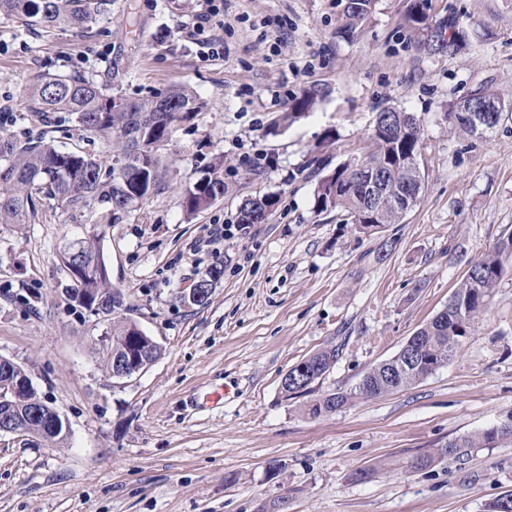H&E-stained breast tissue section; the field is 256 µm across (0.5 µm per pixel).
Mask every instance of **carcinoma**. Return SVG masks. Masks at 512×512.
Listing matches in <instances>:
<instances>
[{"mask_svg":"<svg viewBox=\"0 0 512 512\" xmlns=\"http://www.w3.org/2000/svg\"><path fill=\"white\" fill-rule=\"evenodd\" d=\"M112 0H0V18H20L32 25L60 24L87 28L99 22L109 11ZM406 22L423 47L431 26L420 0H413ZM452 31L453 51L470 45L468 33L455 20H448ZM115 84L98 83L74 74H45L29 85L32 115L43 121L51 112H66L81 138L102 143L115 142L126 155L117 169L82 151L58 148L43 137L21 140L0 122V224H25L36 211V203L45 202L55 209H77L94 200L107 208L129 210L149 198L158 188L163 150L170 140L174 123L193 118L205 102L188 87H172L146 99H130L114 92ZM324 97L315 87L305 88L292 99L282 121L291 122L306 112L318 98ZM405 112L385 108L377 117L392 120L385 135L373 138L374 148L367 156L336 166L321 176L314 189V208L322 213L340 210L352 219L368 218L366 224H355L360 234L372 236L390 224L401 221L403 211L394 204L395 193L410 183L425 185L418 157L421 130L401 127ZM448 118L471 134H483L463 112L450 107ZM224 161L201 172V176L185 194L184 207L190 214L211 206L212 193L224 191ZM276 199L267 202L250 198L242 203L239 223H250L249 216L258 209L273 208ZM68 251L76 253L81 272L72 280L71 291L88 302L76 306L92 310L100 297L112 300V323L106 331L111 337L114 357H124L139 348L157 360L162 349L150 343L132 320L119 315L124 306L123 294L110 282L107 265L96 242L81 241ZM512 259V234L502 238L491 252L481 256L469 269L448 300L446 313L435 316L418 329L420 352L413 363L389 372L380 362L365 374L375 390L389 394L411 386L433 374L451 359L462 338L469 335L475 321L490 303L492 293L505 272V262ZM338 350L331 346L301 360L292 370L303 367L314 383L335 365ZM364 394L358 388L350 393H331L311 402L309 414L319 417L332 413L349 399ZM512 443V431L505 433L493 426L478 435H467L448 441L436 456L418 459L423 468L434 458L467 456L474 448H493Z\"/></svg>","mask_w":512,"mask_h":512,"instance_id":"obj_1","label":"carcinoma"}]
</instances>
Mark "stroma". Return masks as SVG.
Returning a JSON list of instances; mask_svg holds the SVG:
<instances>
[{
    "instance_id": "obj_1",
    "label": "stroma",
    "mask_w": 512,
    "mask_h": 512,
    "mask_svg": "<svg viewBox=\"0 0 512 512\" xmlns=\"http://www.w3.org/2000/svg\"><path fill=\"white\" fill-rule=\"evenodd\" d=\"M202 0H112L84 31L0 19V113L33 134L110 163L66 114L27 120L45 73L112 78L133 99L174 86L207 103L178 123L157 191L115 219L102 206L37 208L0 224V356L30 375L67 421L65 440L0 435V512H486L512 493V444L419 469L449 440L512 420V262L487 312L434 374L394 394L356 397L314 418L311 398L354 390L448 303L469 268L512 232V112L484 135L448 118L479 87L512 101V0H424L432 25L481 23L456 54L421 51L410 0H374L342 34L346 0H224V49L203 57L187 35ZM324 99L280 118L307 87ZM421 122L422 197L379 235L316 212L323 173L372 150L377 112ZM224 162L223 199L187 215L201 171ZM278 200L242 225L250 197ZM231 231L199 249L212 225ZM97 240L127 317L162 348L146 370L113 377L104 317L74 309L59 260ZM224 276L206 305L184 296L205 271ZM336 345V364L293 399L282 376Z\"/></svg>"
}]
</instances>
